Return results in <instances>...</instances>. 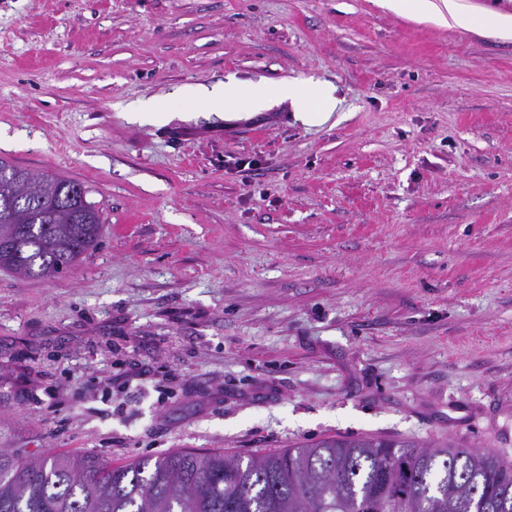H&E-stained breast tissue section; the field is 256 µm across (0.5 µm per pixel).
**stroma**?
Segmentation results:
<instances>
[{
  "label": "stroma",
  "instance_id": "35a3bbf8",
  "mask_svg": "<svg viewBox=\"0 0 512 512\" xmlns=\"http://www.w3.org/2000/svg\"><path fill=\"white\" fill-rule=\"evenodd\" d=\"M289 80L339 109L189 95ZM0 157L106 220L65 274L0 270V448L512 460V37L379 0H0ZM272 91L280 98H288L297 111L295 118L309 125L327 122L340 105L334 86L316 83L312 85L311 92L302 94L294 81L284 82L275 89L261 82L244 88L228 83L224 85L222 92L200 90L196 93V98L213 106H223L224 111H227L224 116L231 119L236 113L234 111L245 105L254 109L266 108L272 102Z\"/></svg>",
  "mask_w": 512,
  "mask_h": 512
}]
</instances>
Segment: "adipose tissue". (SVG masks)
<instances>
[{
    "instance_id": "adipose-tissue-1",
    "label": "adipose tissue",
    "mask_w": 512,
    "mask_h": 512,
    "mask_svg": "<svg viewBox=\"0 0 512 512\" xmlns=\"http://www.w3.org/2000/svg\"><path fill=\"white\" fill-rule=\"evenodd\" d=\"M385 7L401 13L413 11L429 17L446 26L462 28H486L502 36L512 35V15L499 14L487 16L479 12L463 11L457 0H383ZM336 89L331 85L313 84L310 92L300 93L295 82L288 81L277 88H269L258 82L247 87L225 84L222 92L198 91L197 99L207 104L224 108L227 113L244 106L256 109L266 108L273 97L279 96L291 101L296 109V119L309 125L327 122L340 105L335 95Z\"/></svg>"
}]
</instances>
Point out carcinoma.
I'll list each match as a JSON object with an SVG mask.
<instances>
[{
    "instance_id": "1",
    "label": "carcinoma",
    "mask_w": 512,
    "mask_h": 512,
    "mask_svg": "<svg viewBox=\"0 0 512 512\" xmlns=\"http://www.w3.org/2000/svg\"><path fill=\"white\" fill-rule=\"evenodd\" d=\"M88 194L0 158V269L45 278L81 263L104 224ZM0 512H512V462L370 435L245 460L187 449L116 466L88 454L21 460L0 448Z\"/></svg>"
}]
</instances>
